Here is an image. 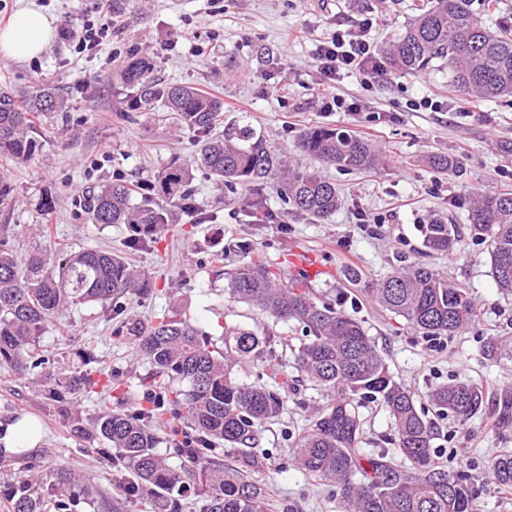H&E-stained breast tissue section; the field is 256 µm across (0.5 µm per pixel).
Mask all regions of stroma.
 <instances>
[{"mask_svg":"<svg viewBox=\"0 0 512 512\" xmlns=\"http://www.w3.org/2000/svg\"><path fill=\"white\" fill-rule=\"evenodd\" d=\"M420 2L112 0L111 35L80 52L69 34L85 23H100L97 0H0V26L33 3L55 27L51 44L39 56L0 60V87L22 96L48 84L70 103L66 116L42 119L36 134L39 150L31 160H0V172L12 188L0 205V225H11L9 243L18 256L40 247L39 224L48 225L52 243L67 249L122 248L125 225L90 223L80 205L83 191L116 179L150 184L171 164L191 161L195 135L177 125L171 113L160 107L127 111L132 90L122 84L119 72L135 50L149 56L154 78L212 93L225 104V121L249 122L288 147L291 163H307L292 150L299 131L322 123L361 135L384 157L383 166L373 172L328 169L342 204L322 222L299 217L274 198L270 204L280 212L281 224H249L253 196L248 190L221 188L195 173L192 194L215 220L194 224L176 212L173 229L153 248L132 253V261L153 280L148 296L127 301L119 316L97 303L63 307L39 342L49 358L43 374L21 378L0 364V424L31 417L43 432L41 442L26 451L8 450L0 442V512H11L7 493L13 484L33 478L50 488L61 466L79 474L90 489L70 499L69 512H164L162 498L153 494L125 503L112 467L114 449L104 442H83L73 425L90 424L120 400L137 406L153 367L135 352L126 324L150 320L174 305L183 307L214 343H221L228 326L264 338L261 354L243 364L238 377L266 382L270 364L299 346L302 332L293 322L272 324L225 295V271L255 255L276 259L285 275L296 272L297 259L308 257L318 264L311 287H334L345 310L365 321L395 379L417 400H424L434 385L453 381L481 383L498 400L512 397V358L487 359L481 352L485 337L512 340V294L496 287L488 248L472 241L467 221L473 193L512 188V97L462 96L444 69L415 77L386 71L375 79L340 77L337 92L354 99L358 111L322 107L312 59L319 40L337 23L376 15L380 22L370 38L382 45L408 24ZM291 28L303 30L304 37L287 45L283 37ZM427 96L440 97L441 110L421 108L419 101ZM439 153L457 158L455 172L443 174L430 166L429 157ZM362 212L380 219L375 233L359 230ZM435 212L447 215L458 229L462 242L454 253L429 252L423 246L422 226ZM243 239L253 241L252 252L236 249ZM411 261L463 284L480 311L478 322L433 346L404 320L386 314L368 290ZM347 266L359 269V284L344 279ZM85 366L111 370V390L56 396L43 381ZM288 377L284 411L259 426L262 463L248 470V476L269 492L274 502L270 512H340L335 486L300 469L292 453L324 399L298 382L296 372ZM362 413L364 450L398 457L384 407L368 400ZM433 446L445 468L470 476L473 512H512V496L487 486L490 459L512 451V419L501 420L489 411L464 423L440 420Z\"/></svg>","mask_w":512,"mask_h":512,"instance_id":"stroma-1","label":"stroma"}]
</instances>
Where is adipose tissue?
Instances as JSON below:
<instances>
[{"mask_svg":"<svg viewBox=\"0 0 512 512\" xmlns=\"http://www.w3.org/2000/svg\"><path fill=\"white\" fill-rule=\"evenodd\" d=\"M54 36L51 19L38 7L19 10L0 29V58L25 60L40 55Z\"/></svg>","mask_w":512,"mask_h":512,"instance_id":"1","label":"adipose tissue"}]
</instances>
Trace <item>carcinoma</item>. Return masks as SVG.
<instances>
[{
	"instance_id": "1",
	"label": "carcinoma",
	"mask_w": 512,
	"mask_h": 512,
	"mask_svg": "<svg viewBox=\"0 0 512 512\" xmlns=\"http://www.w3.org/2000/svg\"><path fill=\"white\" fill-rule=\"evenodd\" d=\"M414 18L380 49L384 67L415 75L433 67L448 69L452 85L481 98L512 95V24L487 29L471 9L472 0H425ZM152 63L132 52L123 69L126 84L137 89L127 102L130 112H148L160 102L201 139L199 153L188 166L165 169L152 187L153 198L140 202L121 180L101 183L85 192V212L92 224H125L127 249L116 252L40 248L20 264L8 244L11 225H0V362L24 375L45 364L39 339L53 314L62 306L98 302L120 312L119 299L146 295L148 273L127 252L158 243L173 217L165 202L172 201L194 224L211 216L192 200L188 185L193 170L202 171L221 187L240 185L258 193L271 188L292 211L320 221L341 205L336 183L324 174L334 166L344 171L378 168L382 156L364 138L332 126L305 129L294 148L309 157L304 167L287 163L288 149L276 146L249 123L224 125L218 132L224 106L189 85H162L151 77ZM67 106L56 89L39 87L23 100L0 89V157L27 161L39 148L31 136L35 119ZM468 222L472 239L487 245L492 277L498 289L512 293V192L493 191L475 196ZM423 245L434 252L452 253L458 243L453 225L434 218L423 225ZM300 272L286 282L264 260L249 261L227 273L224 293L255 308L274 322H297L306 341L294 354L301 381L320 388L328 397L295 441L292 453L299 467L340 490L343 512H472L473 489L468 474L443 468L436 461L435 423L418 408L414 394L395 380L368 335L364 321L333 299L308 287ZM383 310L400 317L429 342L451 338L475 325L478 310L466 288L428 265L412 262L370 288ZM138 351L154 368L146 383L152 399L134 410L108 409L87 428L75 433L89 441L116 448L112 466L121 475L125 501L152 492H180L190 486L204 498L201 512H267L270 504L259 486L236 470L212 461L216 446L240 448L253 459L258 426L278 416L284 407L279 381L282 364L269 368L268 381H240L234 369L259 351L255 333L224 328L219 347L186 313L170 310L147 326L128 323ZM483 354L512 357V343L486 339ZM179 379L188 389L172 391ZM100 380L87 370L65 378L73 394L92 392ZM376 399L392 422L394 441L404 459L399 465L385 453L367 455L361 448L363 421L359 408ZM436 416L466 422L489 408L483 385L470 381L440 384L427 394ZM168 431L189 465L170 467L157 454L159 431ZM490 482L512 488V452L491 462ZM41 495L26 486L12 497V512H41Z\"/></svg>"
}]
</instances>
